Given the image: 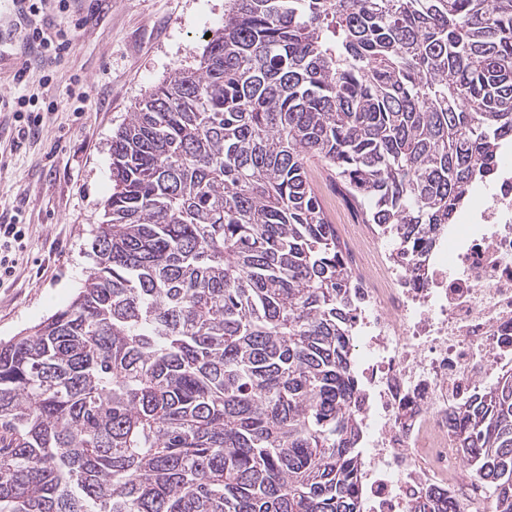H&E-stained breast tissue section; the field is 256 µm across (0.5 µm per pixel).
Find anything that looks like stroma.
<instances>
[{"mask_svg":"<svg viewBox=\"0 0 512 512\" xmlns=\"http://www.w3.org/2000/svg\"><path fill=\"white\" fill-rule=\"evenodd\" d=\"M225 0H92L51 8L52 29L72 42L48 86L24 58L0 62V95L47 110L39 138L14 148L15 122L0 112V219L21 214L26 248L0 284V339L70 301L93 264L90 242L112 192L110 145L136 103L173 69L198 64L205 36L224 23Z\"/></svg>","mask_w":512,"mask_h":512,"instance_id":"35a3bbf8","label":"stroma"}]
</instances>
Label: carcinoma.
<instances>
[{
  "instance_id": "obj_1",
  "label": "carcinoma",
  "mask_w": 512,
  "mask_h": 512,
  "mask_svg": "<svg viewBox=\"0 0 512 512\" xmlns=\"http://www.w3.org/2000/svg\"><path fill=\"white\" fill-rule=\"evenodd\" d=\"M512 138V0H227L112 137L72 300L0 340V512H361L320 161L411 261ZM512 512V372L458 411Z\"/></svg>"
}]
</instances>
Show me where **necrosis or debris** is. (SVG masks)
<instances>
[{"label":"necrosis or debris","mask_w":512,"mask_h":512,"mask_svg":"<svg viewBox=\"0 0 512 512\" xmlns=\"http://www.w3.org/2000/svg\"><path fill=\"white\" fill-rule=\"evenodd\" d=\"M345 265L356 286L350 350L363 512H416L429 492L484 512L454 443L456 409L512 371V161L466 222L437 232L423 271L374 224H355Z\"/></svg>","instance_id":"necrosis-or-debris-1"}]
</instances>
